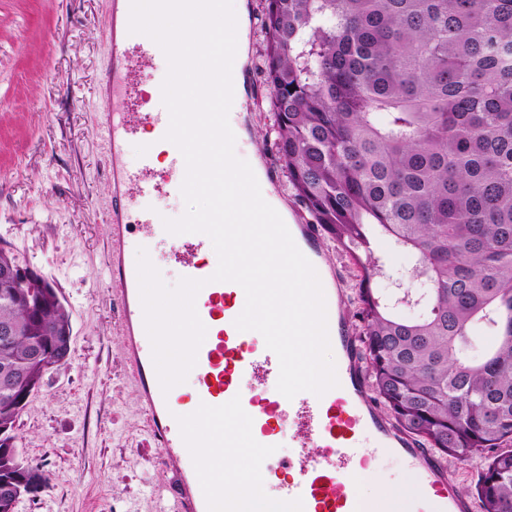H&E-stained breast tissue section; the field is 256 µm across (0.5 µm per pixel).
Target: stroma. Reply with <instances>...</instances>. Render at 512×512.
Listing matches in <instances>:
<instances>
[{"mask_svg":"<svg viewBox=\"0 0 512 512\" xmlns=\"http://www.w3.org/2000/svg\"><path fill=\"white\" fill-rule=\"evenodd\" d=\"M246 4L251 93L239 156L266 166L277 157L264 141L274 122L260 68L264 0ZM111 10L112 0H0V245L61 292L72 324L66 363L45 374L17 421L19 452L46 465L50 484L15 512H179L126 361L109 273L112 186L96 88ZM323 256L359 335L361 267L329 238Z\"/></svg>","mask_w":512,"mask_h":512,"instance_id":"35a3bbf8","label":"stroma"}]
</instances>
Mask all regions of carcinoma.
I'll return each instance as SVG.
<instances>
[{"instance_id": "obj_1", "label": "carcinoma", "mask_w": 512, "mask_h": 512, "mask_svg": "<svg viewBox=\"0 0 512 512\" xmlns=\"http://www.w3.org/2000/svg\"><path fill=\"white\" fill-rule=\"evenodd\" d=\"M264 76L274 147L295 195L354 259L375 401L439 458L479 460L481 512H512V0H265ZM383 236L427 288L369 287ZM423 313L395 314V297ZM36 286L0 288V425L16 427L70 344ZM50 352L41 363L36 349ZM49 471L0 453V512Z\"/></svg>"}]
</instances>
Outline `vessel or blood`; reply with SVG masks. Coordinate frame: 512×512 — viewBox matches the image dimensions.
<instances>
[{
    "label": "vessel or blood",
    "instance_id": "1",
    "mask_svg": "<svg viewBox=\"0 0 512 512\" xmlns=\"http://www.w3.org/2000/svg\"><path fill=\"white\" fill-rule=\"evenodd\" d=\"M129 4L130 0H113L106 20L112 62L103 88L106 112L98 126L109 147L112 179L119 186L107 213L113 240L110 277L119 293L126 356L134 369L153 435L173 473V493L182 512H223L225 495L251 484L261 489L265 498L275 501L280 512H361V502L348 477L391 452L400 454L423 479L418 512H467L466 503L441 488V460L379 416L375 400L367 394L362 350L348 332L336 304L335 289L325 288L324 294L329 340L342 355L337 369L339 385L320 397L305 391L286 398L277 390V355L257 339L255 332L239 331L234 324L246 304L243 288L212 279L218 264L207 258L213 250L209 237L202 233L173 235L165 230L161 213L150 202L156 182L154 151L162 149L168 160V194H180L186 165L179 149L164 139L169 114L161 91L145 98L143 111L134 112L129 107L138 89L141 67L165 60L161 48L149 37L129 33ZM143 129L152 138L143 149L138 167H128L122 145ZM141 230L170 245L182 276L204 283L195 307L207 333L194 367L197 382L189 394L177 386L162 391L153 364L137 270L124 261L126 252L138 248L137 233ZM288 230L311 264L320 266V226L292 224ZM244 379L254 382V390L241 387ZM285 416L294 421V445L299 453L282 464L276 462L273 450L279 445L276 425ZM241 418L252 424L251 447L268 451L263 464L256 472L246 474L225 467L219 458L215 465L223 469V476L201 471L195 449L223 447L229 421ZM311 448L316 449V456H308ZM290 470L295 473L291 479L286 476Z\"/></svg>",
    "mask_w": 512,
    "mask_h": 512
}]
</instances>
